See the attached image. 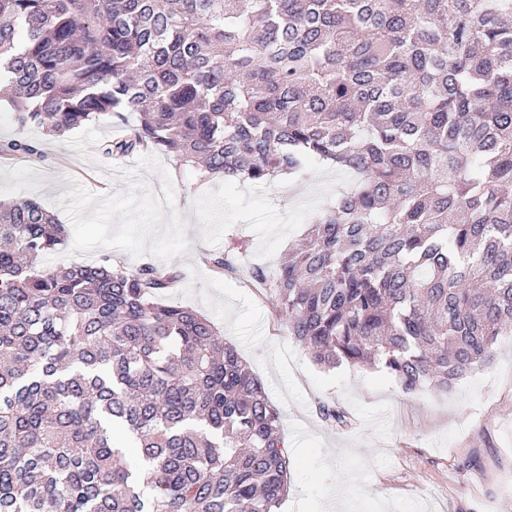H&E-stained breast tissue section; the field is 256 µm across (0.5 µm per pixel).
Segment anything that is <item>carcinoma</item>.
<instances>
[{
	"label": "carcinoma",
	"mask_w": 512,
	"mask_h": 512,
	"mask_svg": "<svg viewBox=\"0 0 512 512\" xmlns=\"http://www.w3.org/2000/svg\"><path fill=\"white\" fill-rule=\"evenodd\" d=\"M0 84L56 137L136 113L108 157L357 174L250 269L321 367L446 391L512 333V0H0ZM66 236L0 202V512H278L280 415L207 317L155 299L180 273L40 267Z\"/></svg>",
	"instance_id": "1"
}]
</instances>
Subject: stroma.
Here are the masks:
<instances>
[{
  "label": "stroma",
  "instance_id": "1",
  "mask_svg": "<svg viewBox=\"0 0 512 512\" xmlns=\"http://www.w3.org/2000/svg\"><path fill=\"white\" fill-rule=\"evenodd\" d=\"M136 123L125 112L55 138L19 129L1 100L0 139L25 136L45 157L1 158L0 200H36L65 224V243L43 266L109 257L131 270L151 263L182 273L160 302L208 316L280 413L289 477L279 512H512V335L445 393L406 394L383 371L315 365L247 269L276 274L356 174L318 163L294 177L238 182L201 177L159 152L101 154L103 141ZM239 240L248 251L234 250ZM218 256L229 271L214 270ZM322 402L345 407L350 427L325 423Z\"/></svg>",
  "mask_w": 512,
  "mask_h": 512
}]
</instances>
